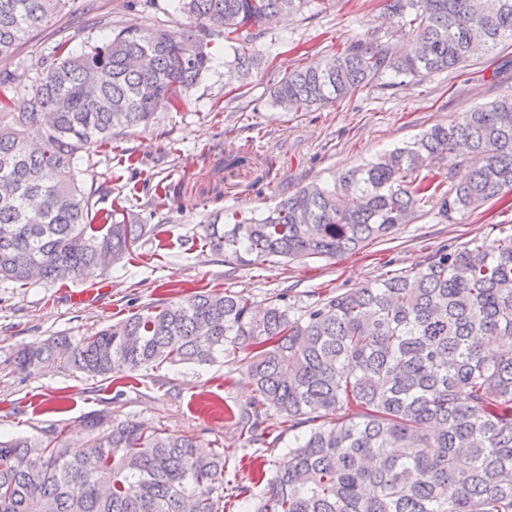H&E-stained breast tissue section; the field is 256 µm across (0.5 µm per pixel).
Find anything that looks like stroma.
<instances>
[{
    "label": "stroma",
    "mask_w": 512,
    "mask_h": 512,
    "mask_svg": "<svg viewBox=\"0 0 512 512\" xmlns=\"http://www.w3.org/2000/svg\"><path fill=\"white\" fill-rule=\"evenodd\" d=\"M177 0H69L55 20L36 31L1 67L21 85L12 107L22 111L43 63L61 40L73 52L101 42V20L114 26L151 29L176 26L184 16ZM394 26L383 0H337L308 4L260 30L253 47L260 58L250 76L229 77L224 42L212 39L210 70L180 104L155 112L148 126L114 136L111 146L80 153L82 187H96L100 213L114 205L132 210L154 234L131 259L114 264L94 280L0 282V435H36L49 425L74 428L87 415L111 412L146 427L224 443L225 475L253 492L258 469H272L281 448L245 442L229 415L248 406L252 387L242 364L232 358L204 366H162L113 371L92 378L64 362L25 367L15 361L25 347L52 337L79 339L96 334L146 307L200 288L230 289L257 303L279 294L301 307L316 293L364 287L378 278L379 259L396 271L422 263L441 248L463 246L473 237L494 239L512 228V191L483 212L444 218L424 207L389 239L342 259L265 261L238 267L225 263L199 238L210 217L260 213L280 194L313 179L361 164L445 124L474 106L512 94V41L475 54L452 75L411 78L386 88L366 89L349 105L314 112H285L273 106L269 90L293 69L336 51L343 42ZM100 295L90 303L74 296L90 285Z\"/></svg>",
    "instance_id": "stroma-1"
}]
</instances>
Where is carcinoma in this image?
<instances>
[{"mask_svg":"<svg viewBox=\"0 0 512 512\" xmlns=\"http://www.w3.org/2000/svg\"><path fill=\"white\" fill-rule=\"evenodd\" d=\"M68 0H0V61L52 22ZM187 22L148 31L114 28L75 54L69 41L38 73L27 112L11 110L15 78L0 70V282H66L132 255L152 229L116 210L95 230L94 192L78 183L79 153L115 129L148 124L208 70L197 37H224L247 76L259 28L306 0H179ZM409 49L372 33L283 76L269 92L288 112L341 103L383 77L452 73L475 47L512 40V0H384ZM463 156L469 177L448 187L423 172ZM512 188V96L436 124L413 142L314 180L273 207L232 224L214 217L200 236L224 261L251 266L361 251L414 220L475 213ZM512 229L441 250L406 272L331 293L298 311L278 297L181 294L95 336L17 352L20 364L65 359L108 378L165 364L240 358L255 392L231 415L240 434L264 439L273 409L293 438L260 495L224 479V446L149 429L109 413L67 430L0 440V512H512Z\"/></svg>","mask_w":512,"mask_h":512,"instance_id":"1","label":"carcinoma"}]
</instances>
